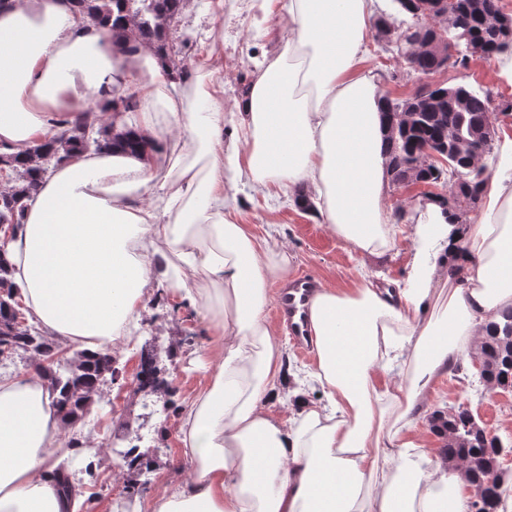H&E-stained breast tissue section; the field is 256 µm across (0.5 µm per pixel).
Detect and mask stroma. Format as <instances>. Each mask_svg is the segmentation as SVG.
<instances>
[{
	"label": "stroma",
	"mask_w": 512,
	"mask_h": 512,
	"mask_svg": "<svg viewBox=\"0 0 512 512\" xmlns=\"http://www.w3.org/2000/svg\"><path fill=\"white\" fill-rule=\"evenodd\" d=\"M217 30L224 35V68L213 81L223 87L224 109L231 112L259 63L272 57L287 39L288 18L281 9L264 15L262 0H190L172 28L176 49L189 60L183 93L193 94L202 76L195 54L206 50L209 35ZM511 67L512 52H508L471 62L466 68H448L445 78L448 84L466 85L486 98L499 134L512 136V114L504 111L512 101V81L505 76ZM364 68L397 96L413 94L420 84L418 77L408 75L403 60L381 42H371ZM227 194L240 219L259 239L287 250L292 274H313L323 286L333 288L350 287L360 275L383 288L406 287L418 246L416 227L428 221L423 201L389 185L386 208L396 234L388 251L372 255L350 248L316 214L303 212L286 197L245 182L231 186ZM213 342L204 303H191L172 288L168 278L153 280L137 328L112 343V378L91 414L78 425L91 440L81 448L71 478L81 483L90 512H146L154 499L189 479L194 463L181 442L183 411L203 385ZM146 343L155 349L159 376L168 383V392L153 394L132 387L137 356ZM461 364L459 376L446 375L435 383L430 409L417 418L411 438L439 451L445 439L429 427L432 412L467 406L508 451L501 462L506 473L505 500L511 503L512 393L479 397L478 372L470 355H463ZM116 408L129 416L130 428L114 419ZM130 449L141 455V464L115 466L116 452Z\"/></svg>",
	"instance_id": "stroma-1"
}]
</instances>
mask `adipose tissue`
I'll return each mask as SVG.
<instances>
[{"label": "adipose tissue", "instance_id": "obj_1", "mask_svg": "<svg viewBox=\"0 0 512 512\" xmlns=\"http://www.w3.org/2000/svg\"><path fill=\"white\" fill-rule=\"evenodd\" d=\"M374 2L288 0L290 35L238 100L229 139L221 93L200 85L184 101L176 72L146 49L116 63L111 32L68 0L0 10V146L9 152H28L57 135L59 119L115 95L145 105L126 119L144 154L74 152L29 201L7 245L26 315L75 350L99 351L139 314L162 263L174 268L173 288L205 298L210 312L211 369L182 425L194 469L153 512H470L465 473L408 435L466 341L512 307V178L484 184L481 220L462 242L429 204L408 287L361 277L316 294L310 377L329 403L297 399L285 419L268 406L285 376L266 308L290 260L242 224L226 195L244 180L309 188L336 237L369 254L390 247L382 104L361 68ZM156 104L184 135L159 127ZM459 242L464 282L434 290ZM53 398L38 373L0 378V512H76L48 475L66 435Z\"/></svg>", "mask_w": 512, "mask_h": 512}]
</instances>
